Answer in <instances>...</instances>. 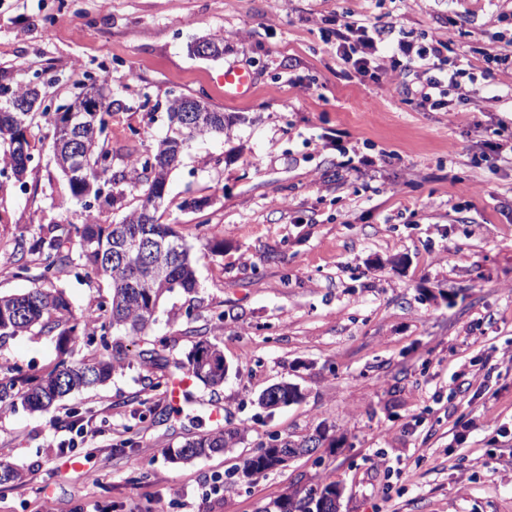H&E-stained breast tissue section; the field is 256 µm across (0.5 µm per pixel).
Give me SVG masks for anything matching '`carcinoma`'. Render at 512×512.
I'll return each mask as SVG.
<instances>
[{"label": "carcinoma", "instance_id": "obj_1", "mask_svg": "<svg viewBox=\"0 0 512 512\" xmlns=\"http://www.w3.org/2000/svg\"><path fill=\"white\" fill-rule=\"evenodd\" d=\"M52 124L53 148L58 168L66 178L71 196L83 203L86 198L107 208L122 201L126 189H137L136 206L115 224H104L97 217H87L82 224H47L39 236L29 240L21 234L14 240L10 268L16 276L31 271L26 256H35L37 280L42 286L22 295H0V340L21 334L56 336L58 349L77 342L91 348V353L73 365L60 360L47 372L30 366L0 367V408L18 404L31 412H47L62 397L74 390L100 385L112 377L123 360L122 345L109 341L117 334L141 337L155 320L161 299L174 291L190 294L197 288L195 257L192 248L172 224L161 222L159 210H152L151 222L141 223L143 210L151 201L157 185L168 179L181 162L177 151H185L199 137L224 134V113L202 112L195 129L177 134L166 129L157 146L140 154L136 165L112 167V150L105 135L111 112H96L84 126L79 140L67 130L66 116L56 112H5L0 114V140L8 144L3 161L16 175L26 172L31 154L21 152L28 143L25 132L37 117ZM84 270L86 276L108 279L112 294L80 316L72 312L64 291L54 282L67 266ZM224 354L207 339L197 341L188 356L187 366L193 376L213 390L224 383ZM237 434L218 430L168 450L173 462L190 461L226 451L236 444ZM315 447L311 437L299 441L273 438L256 454L243 460L242 476L252 480L274 469L281 450ZM336 485L328 484L319 495L286 492L273 503L275 512H336Z\"/></svg>", "mask_w": 512, "mask_h": 512}]
</instances>
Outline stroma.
Instances as JSON below:
<instances>
[{
	"mask_svg": "<svg viewBox=\"0 0 512 512\" xmlns=\"http://www.w3.org/2000/svg\"><path fill=\"white\" fill-rule=\"evenodd\" d=\"M345 13L454 39L474 73L484 52L512 55V0H0V85L45 81L56 106L108 83L114 166L155 147L176 96L226 116L168 180L163 221L193 246L198 287L162 300L146 335L160 361L131 358L48 414L0 411V459L23 474L0 484V512H263L285 490L330 483L338 512H512V164L486 146L512 130V67L470 85L472 105L423 110L403 88L424 75L346 74L329 25ZM218 34L222 57L189 53ZM230 66L250 71L248 93L225 95ZM27 137L24 179L0 167V257L17 235L86 218L48 121ZM362 156L373 166L352 171ZM57 285L77 312L112 289L73 269ZM202 338L224 353V384L172 405L154 384ZM58 359L46 336L0 341V365ZM280 382L301 400L259 408ZM80 425L97 467L58 459ZM219 428L238 432L233 452L168 460ZM319 430L313 454L228 485L271 437ZM136 462L147 479L131 481Z\"/></svg>",
	"mask_w": 512,
	"mask_h": 512,
	"instance_id": "stroma-1",
	"label": "stroma"
}]
</instances>
